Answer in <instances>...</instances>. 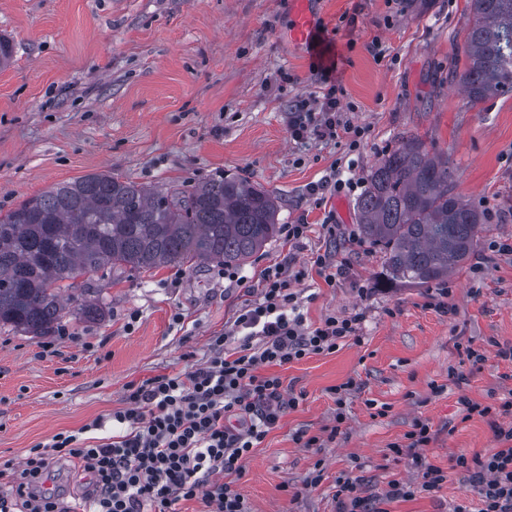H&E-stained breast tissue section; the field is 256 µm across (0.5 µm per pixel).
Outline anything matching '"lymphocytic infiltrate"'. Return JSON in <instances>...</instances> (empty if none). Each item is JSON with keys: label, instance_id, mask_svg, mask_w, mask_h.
I'll return each mask as SVG.
<instances>
[{"label": "lymphocytic infiltrate", "instance_id": "lymphocytic-infiltrate-1", "mask_svg": "<svg viewBox=\"0 0 512 512\" xmlns=\"http://www.w3.org/2000/svg\"><path fill=\"white\" fill-rule=\"evenodd\" d=\"M335 91L310 105L299 98L288 106L293 141L347 137L360 148L364 127L341 117ZM285 264L266 267L255 299L236 311L223 332L210 338L209 358L174 374H158L129 385L123 408L112 411V436L87 443L77 433H58L48 448L30 449L14 496L0 495V512H61L56 498L43 492L42 480L60 461H78L92 483L90 512H172L182 500L201 498L206 512H248L243 496L225 482L241 472L254 448L276 429L287 403L279 376L266 366H283L311 354L333 352L339 343L359 340L362 314L329 315L306 324ZM465 416L497 419L496 448L485 455L458 456L459 469L473 498L453 512H512V400L484 405L460 397ZM421 485L389 481L384 497L365 495L350 477L336 480V512H386L392 500H407L416 489L436 490L443 471L427 466Z\"/></svg>", "mask_w": 512, "mask_h": 512}]
</instances>
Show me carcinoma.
<instances>
[{"label":"carcinoma","mask_w":512,"mask_h":512,"mask_svg":"<svg viewBox=\"0 0 512 512\" xmlns=\"http://www.w3.org/2000/svg\"><path fill=\"white\" fill-rule=\"evenodd\" d=\"M464 68L472 103L512 93V0H470ZM363 239L392 282L442 281L477 248L483 214L457 193L448 159L416 136L372 167L358 201ZM278 201L243 177L162 190L91 173L0 211V324L49 336L61 288L85 274L221 262L243 266L275 237ZM108 311L86 300L78 320Z\"/></svg>","instance_id":"obj_1"}]
</instances>
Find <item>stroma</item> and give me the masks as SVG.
Returning a JSON list of instances; mask_svg holds the SVG:
<instances>
[{
  "instance_id": "stroma-1",
  "label": "stroma",
  "mask_w": 512,
  "mask_h": 512,
  "mask_svg": "<svg viewBox=\"0 0 512 512\" xmlns=\"http://www.w3.org/2000/svg\"><path fill=\"white\" fill-rule=\"evenodd\" d=\"M289 0H0V36L13 62L0 69V209L50 187L110 172L151 187L195 186L222 175L277 196L280 226H311L297 250L284 235L238 275L257 284L292 257L309 324L360 313L362 341L271 367L295 399L279 427L244 462L233 485L249 512H336L337 477H360L381 496L394 478L416 480L411 457L392 453L416 422L435 438L423 461L442 470L435 491L389 502L388 512H451L466 487L459 455L496 448L489 419H463L458 400L484 405L512 395V364H475L465 344L512 346V95L472 104L448 73L465 62L469 0H318L332 75L310 46L289 38ZM336 87L346 119L367 128L348 141L294 142L288 103ZM419 137L448 159L455 191L483 212L476 251L444 284L386 281L383 258L359 231V192L311 194L333 172L366 183L402 137ZM335 225L328 234L327 225ZM346 265L329 284L313 259ZM211 264L88 274L107 316L63 313L66 337L0 326V492L9 493L31 448L122 407L129 384L187 369L209 356V338L251 295L215 279ZM452 290V313L429 300ZM182 314L174 323V314ZM463 373L456 384L449 371ZM344 386L342 399L332 389ZM345 417L336 440L306 448ZM323 480L310 486L315 468ZM74 508L91 489L78 463L53 467L45 483Z\"/></svg>"
}]
</instances>
